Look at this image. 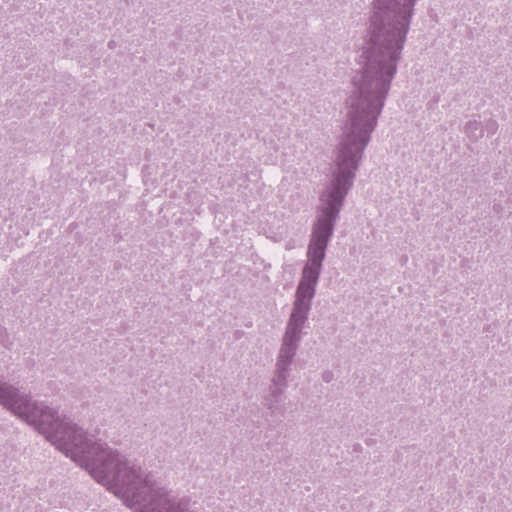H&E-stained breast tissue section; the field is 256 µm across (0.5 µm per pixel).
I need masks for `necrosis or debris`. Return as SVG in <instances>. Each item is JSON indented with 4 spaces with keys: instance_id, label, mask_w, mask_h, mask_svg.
<instances>
[{
    "instance_id": "necrosis-or-debris-1",
    "label": "necrosis or debris",
    "mask_w": 512,
    "mask_h": 512,
    "mask_svg": "<svg viewBox=\"0 0 512 512\" xmlns=\"http://www.w3.org/2000/svg\"><path fill=\"white\" fill-rule=\"evenodd\" d=\"M373 11L0 0V512H131L75 442L184 512H512V0H416L286 351Z\"/></svg>"
}]
</instances>
